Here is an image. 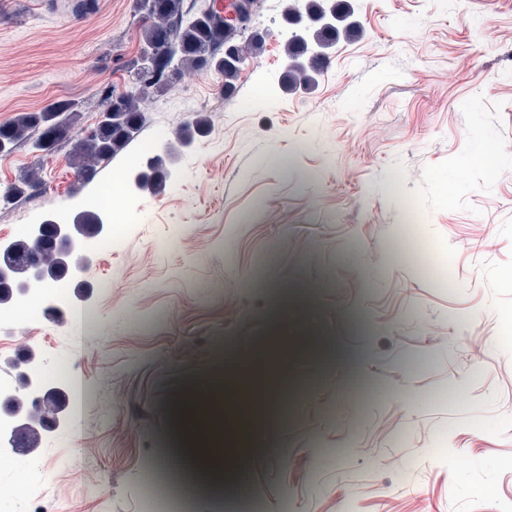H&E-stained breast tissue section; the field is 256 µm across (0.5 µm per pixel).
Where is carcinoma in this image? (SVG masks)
Returning <instances> with one entry per match:
<instances>
[{"label": "carcinoma", "instance_id": "1", "mask_svg": "<svg viewBox=\"0 0 512 512\" xmlns=\"http://www.w3.org/2000/svg\"><path fill=\"white\" fill-rule=\"evenodd\" d=\"M240 2L246 8L244 22L227 24L215 14H191L184 0H135L140 46L150 50L168 39L172 41L170 55L163 63L171 67L172 77H166L163 70L152 76L149 69L153 64L136 59L128 66V89L117 96L108 91L102 93L99 111L117 114L118 122L98 125L93 143L78 142L72 147L69 162L83 182L90 181L99 164L121 153L136 137L145 120L140 102L171 90L186 71L212 70L224 78V94H232L241 67L224 60V48L232 47L237 53L250 56L260 53L265 43V33L253 28L261 0ZM285 22L293 27L283 46L287 64L281 75L282 87L289 91L315 83L336 44L355 38L361 30L351 0H291ZM79 112L77 102L57 100L38 111L19 112L0 125L1 141L12 148L27 145L37 157L34 167L16 181L0 187V206L14 205L35 189L42 159L55 153L60 145L58 140H49L51 133L57 128L72 129ZM208 125L207 113H194L179 128L178 143H191L195 137L207 133ZM172 154L170 149L167 155L159 156L163 168L156 170L154 176L142 179L141 188L154 194L164 191L169 178L167 158ZM73 224L78 235L85 238L99 237L104 230L102 218L92 210L78 212ZM60 250L61 244L54 241L51 233L37 231L0 250V259L12 256L33 259L41 269L51 272L58 266Z\"/></svg>", "mask_w": 512, "mask_h": 512}]
</instances>
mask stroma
Masks as SVG:
<instances>
[{"mask_svg":"<svg viewBox=\"0 0 512 512\" xmlns=\"http://www.w3.org/2000/svg\"><path fill=\"white\" fill-rule=\"evenodd\" d=\"M78 2L0 0V123L75 99L76 139L123 85L133 0ZM352 4L362 33L314 85L282 88L288 0H263L266 42L233 95L185 73L94 180L77 184L65 143L41 187L0 207L2 247L88 208L110 244L68 290L77 332L0 324V377L22 341L56 386L78 383L77 413L36 450L39 498L0 456V512H142L152 475L182 460L171 388L275 334L316 347L281 389L308 379V395L288 417L266 406L243 466L265 512H512V0ZM201 111L208 133L175 147ZM170 145L165 190L135 188ZM356 379L385 399L357 405Z\"/></svg>","mask_w":512,"mask_h":512,"instance_id":"1","label":"stroma"}]
</instances>
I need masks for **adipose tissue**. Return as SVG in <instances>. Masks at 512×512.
Instances as JSON below:
<instances>
[{"mask_svg": "<svg viewBox=\"0 0 512 512\" xmlns=\"http://www.w3.org/2000/svg\"><path fill=\"white\" fill-rule=\"evenodd\" d=\"M294 341L282 336H271L265 341L262 365L257 369H246L237 362L229 361L224 370L207 383L208 393L223 392L228 382H235L241 393L237 395L236 417L238 421L236 450L238 460H246L254 453L262 431L264 415L263 394L277 391L284 377L289 360L297 353ZM187 441L192 455L202 468H210L214 459L222 457L223 418L215 412L199 416L195 406H188L184 421Z\"/></svg>", "mask_w": 512, "mask_h": 512, "instance_id": "adipose-tissue-1", "label": "adipose tissue"}]
</instances>
